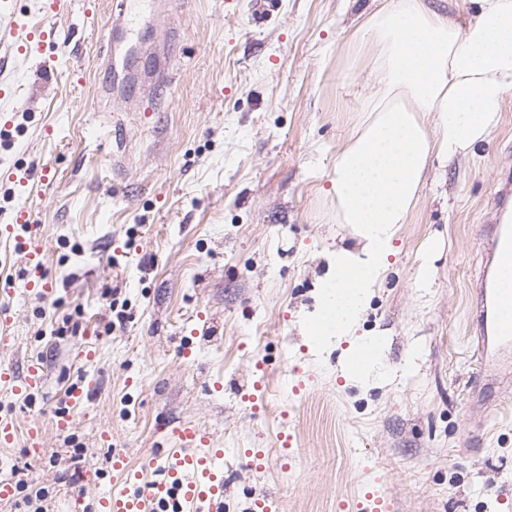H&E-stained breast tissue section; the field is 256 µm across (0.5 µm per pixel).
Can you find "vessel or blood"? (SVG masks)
I'll list each match as a JSON object with an SVG mask.
<instances>
[{
	"label": "vessel or blood",
	"instance_id": "obj_1",
	"mask_svg": "<svg viewBox=\"0 0 512 512\" xmlns=\"http://www.w3.org/2000/svg\"><path fill=\"white\" fill-rule=\"evenodd\" d=\"M152 0H117L116 18L128 26H136L150 8ZM50 32L27 33L17 52L27 59L40 58ZM491 275H480L476 284V319L479 333L473 348L477 375H486L492 366V352L512 350V319L504 316L512 309V291L495 288V281L512 275V227L490 226L485 234ZM29 265L27 288L38 290L43 298L56 292L53 282L42 272L41 250L21 242ZM44 371L40 363H29L24 373H17L11 364L0 362V384L11 387L17 395L27 397L38 392ZM178 447L169 449L156 466L152 478L128 469L123 455H113L111 466L123 473L122 481L113 483L109 492L96 500V512H224V451L208 445V438L198 427L187 424L177 430ZM356 512H394L391 496L370 489L354 504Z\"/></svg>",
	"mask_w": 512,
	"mask_h": 512
}]
</instances>
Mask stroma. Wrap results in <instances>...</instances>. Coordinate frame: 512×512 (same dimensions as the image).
<instances>
[{
    "mask_svg": "<svg viewBox=\"0 0 512 512\" xmlns=\"http://www.w3.org/2000/svg\"><path fill=\"white\" fill-rule=\"evenodd\" d=\"M8 2L55 42L35 61L0 56V226L30 210L56 293L24 289L27 258L0 239V280L17 289L0 361L38 360L45 376L27 398L0 385V414L44 430L42 450L0 447V481L16 486L0 512L78 498L94 512L113 454L148 468L186 424L227 456L224 512L259 494L273 512H341L376 476L396 512H512V379H473L468 321L480 232L512 167V93L476 156L429 166L349 334L316 338L336 249L360 246L329 189L378 86L358 27L379 0H158L138 42L110 46L111 0L91 15L72 0L53 21L45 0ZM163 55L162 96H142ZM76 387L87 397L58 432Z\"/></svg>",
    "mask_w": 512,
    "mask_h": 512,
    "instance_id": "stroma-1",
    "label": "stroma"
}]
</instances>
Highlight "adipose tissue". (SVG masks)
<instances>
[{
  "mask_svg": "<svg viewBox=\"0 0 512 512\" xmlns=\"http://www.w3.org/2000/svg\"><path fill=\"white\" fill-rule=\"evenodd\" d=\"M361 31L377 52L380 85L361 107L352 140L336 157V221L352 225L360 251L340 248L326 283L330 326L345 335L388 271L432 157L474 153L501 122L512 93V0H480L459 26L425 0H385Z\"/></svg>",
  "mask_w": 512,
  "mask_h": 512,
  "instance_id": "ef3b65f1",
  "label": "adipose tissue"
}]
</instances>
